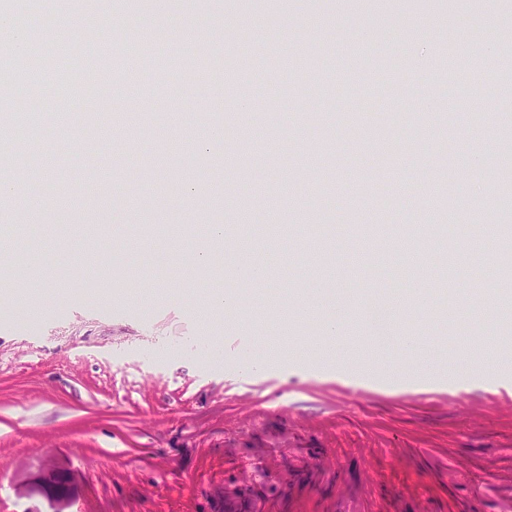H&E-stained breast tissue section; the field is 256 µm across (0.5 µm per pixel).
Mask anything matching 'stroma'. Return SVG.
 I'll use <instances>...</instances> for the list:
<instances>
[{
  "label": "stroma",
  "instance_id": "obj_1",
  "mask_svg": "<svg viewBox=\"0 0 512 512\" xmlns=\"http://www.w3.org/2000/svg\"><path fill=\"white\" fill-rule=\"evenodd\" d=\"M48 7L76 37L105 16L120 32L154 4ZM165 11L193 30L195 80H177L173 58L148 110L122 82L101 101L80 88L98 60L87 48L73 100L41 97L54 124L26 131L40 151L0 167L7 192L19 174L31 185L12 214L37 243L0 255V512H512V401L467 386L482 356L448 346L512 336V309L448 320L432 293L445 277L486 308L468 293L481 274L495 287L498 263L469 236L454 266L410 259L448 252L431 234L437 184L448 221H507L495 181L512 170V72L475 53L482 125L454 122L432 25L464 44L512 41V0ZM295 56L310 68L277 67ZM230 71L248 92L229 94ZM256 98L270 123L242 111ZM217 127L225 139L207 148ZM251 210L288 235L203 232ZM201 253L210 270L197 274ZM255 255L271 261L260 288L232 275ZM396 263L400 283L382 274ZM225 289L239 307L212 306ZM378 299L393 308L382 345L364 318ZM411 329L423 344L408 351L398 338ZM369 365L374 382L356 384ZM452 382L465 387L455 401Z\"/></svg>",
  "mask_w": 512,
  "mask_h": 512
}]
</instances>
